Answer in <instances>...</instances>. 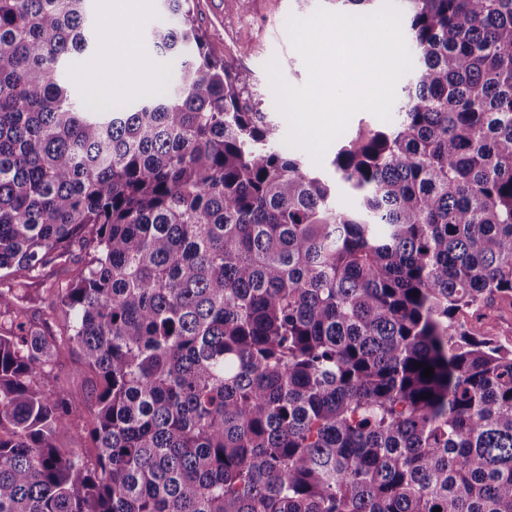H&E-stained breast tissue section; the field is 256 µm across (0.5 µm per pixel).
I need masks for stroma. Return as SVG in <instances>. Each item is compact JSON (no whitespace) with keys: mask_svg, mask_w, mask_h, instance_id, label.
Wrapping results in <instances>:
<instances>
[{"mask_svg":"<svg viewBox=\"0 0 512 512\" xmlns=\"http://www.w3.org/2000/svg\"><path fill=\"white\" fill-rule=\"evenodd\" d=\"M109 0H93L96 20L90 31V51L68 66L62 78L75 97H83V85L93 79L89 65L105 59V51L112 36L105 32L103 19ZM198 25L205 31L209 50L218 59L233 69H247L253 74V82L247 97L248 105L257 112L267 113L271 123L276 124L280 136H287L289 125L272 100L266 65L277 60L284 78L293 85L306 83L308 74L294 51L288 32L289 17L305 18L318 8L335 10L334 0H248L239 6L236 0H195ZM106 60V59H105ZM89 263L87 255L75 252L66 255L58 265L48 270L46 280L40 285L39 302L33 303L34 321L43 324L46 331L56 336L65 335L72 322L71 314L43 301L51 286L77 280Z\"/></svg>","mask_w":512,"mask_h":512,"instance_id":"stroma-1","label":"stroma"}]
</instances>
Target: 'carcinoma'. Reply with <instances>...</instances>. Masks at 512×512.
Returning <instances> with one entry per match:
<instances>
[{"label":"carcinoma","mask_w":512,"mask_h":512,"mask_svg":"<svg viewBox=\"0 0 512 512\" xmlns=\"http://www.w3.org/2000/svg\"><path fill=\"white\" fill-rule=\"evenodd\" d=\"M89 0H0V312L67 251L65 336L0 333V512H512V0H400L397 122L332 165L280 150L247 69L163 0L173 89L72 100ZM76 350L98 385L48 387ZM423 363L433 368L422 376ZM500 313L485 322L483 330L490 336L510 342L512 341V311L508 305L501 307ZM92 415L90 406L82 404L73 411L67 427L60 435V444L64 448H85L88 455L93 453L92 443L88 437H85ZM78 434H83L78 438Z\"/></svg>","instance_id":"obj_1"}]
</instances>
